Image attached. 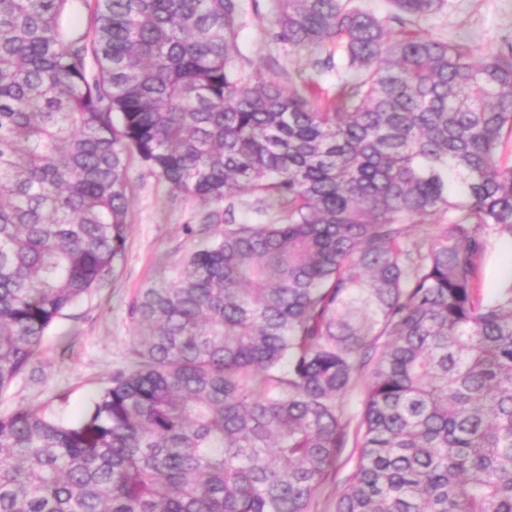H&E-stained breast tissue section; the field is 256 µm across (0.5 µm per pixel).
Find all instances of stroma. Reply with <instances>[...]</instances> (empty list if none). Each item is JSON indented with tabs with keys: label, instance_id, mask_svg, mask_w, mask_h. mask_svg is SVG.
Masks as SVG:
<instances>
[{
	"label": "stroma",
	"instance_id": "stroma-1",
	"mask_svg": "<svg viewBox=\"0 0 512 512\" xmlns=\"http://www.w3.org/2000/svg\"><path fill=\"white\" fill-rule=\"evenodd\" d=\"M453 3L452 10L422 21L421 29L445 40L466 35L478 44L512 40V0ZM272 22V0H246L245 23L238 34L244 77L261 74L285 87L309 82L313 55L275 40ZM128 175L127 241L110 280L49 328L30 369L0 392V415L23 404L52 411L63 422L77 418L113 372L134 357L129 307L138 293L171 281L202 235L223 232V204L206 205L170 190L136 159L131 160ZM511 281L512 240L491 239L481 260V294L491 297Z\"/></svg>",
	"mask_w": 512,
	"mask_h": 512
}]
</instances>
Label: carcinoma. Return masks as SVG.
I'll return each mask as SVG.
<instances>
[{
	"label": "carcinoma",
	"mask_w": 512,
	"mask_h": 512,
	"mask_svg": "<svg viewBox=\"0 0 512 512\" xmlns=\"http://www.w3.org/2000/svg\"><path fill=\"white\" fill-rule=\"evenodd\" d=\"M389 4L274 0L276 39L336 72L323 107L245 81L243 0H0V392L121 258L131 157L286 214L142 289L136 359L78 418L0 415V512H313L352 435L334 512H512V281L478 292L512 239V40ZM512 278V240L492 238L481 260L480 291L490 298Z\"/></svg>",
	"instance_id": "1"
}]
</instances>
